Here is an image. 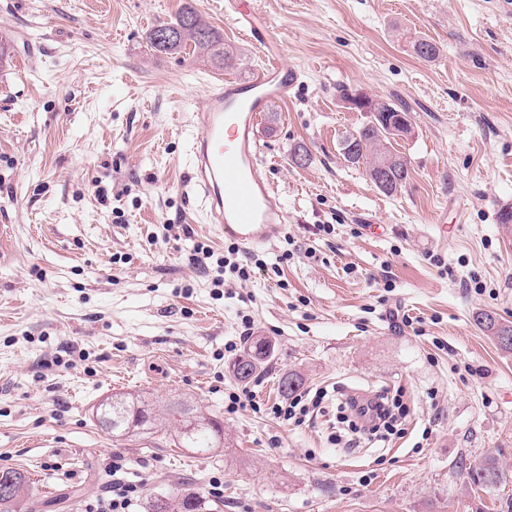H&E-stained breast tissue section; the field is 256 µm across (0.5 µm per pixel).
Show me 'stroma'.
I'll return each mask as SVG.
<instances>
[{
    "label": "stroma",
    "instance_id": "obj_1",
    "mask_svg": "<svg viewBox=\"0 0 512 512\" xmlns=\"http://www.w3.org/2000/svg\"><path fill=\"white\" fill-rule=\"evenodd\" d=\"M183 2L0 0V470L28 476L43 512H86L118 458L146 497L223 478L222 512H512V353L473 320L512 321V0H239L301 74L259 120L288 224L247 250L244 280L191 260L229 246L189 185L191 117L264 60L224 0L194 5L233 67L151 51ZM411 36L440 56L418 59ZM345 89L407 108L397 193L343 159L368 118ZM245 314L274 353L241 384ZM291 371L326 393L298 426L268 412ZM242 390L252 406L228 411ZM352 391L396 396L400 431L333 444ZM124 393L191 399L225 449L176 447L171 426L112 436L93 408ZM489 456L507 479L485 490L470 471Z\"/></svg>",
    "mask_w": 512,
    "mask_h": 512
}]
</instances>
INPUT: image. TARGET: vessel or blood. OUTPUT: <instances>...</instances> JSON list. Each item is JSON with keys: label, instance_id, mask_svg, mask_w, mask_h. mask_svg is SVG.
<instances>
[{"label": "vessel or blood", "instance_id": "b4317fda", "mask_svg": "<svg viewBox=\"0 0 512 512\" xmlns=\"http://www.w3.org/2000/svg\"><path fill=\"white\" fill-rule=\"evenodd\" d=\"M237 21L267 62L248 82L225 79L196 110L192 179L209 223L225 238L255 248L273 242L285 227L279 196L259 173L258 120L272 103L288 100L299 73L282 62L279 43L255 13L239 11Z\"/></svg>", "mask_w": 512, "mask_h": 512}]
</instances>
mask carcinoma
I'll return each instance as SVG.
<instances>
[{
  "instance_id": "1",
  "label": "carcinoma",
  "mask_w": 512,
  "mask_h": 512,
  "mask_svg": "<svg viewBox=\"0 0 512 512\" xmlns=\"http://www.w3.org/2000/svg\"><path fill=\"white\" fill-rule=\"evenodd\" d=\"M148 45L159 53L173 54L193 46L192 52L213 63L231 66L233 53L224 49V37L198 13L190 3L184 5L174 19L155 25L148 33ZM412 51L419 59L431 62L440 49L426 38L412 41ZM408 112L394 104L382 106L378 116L348 133L341 142V154L353 165L364 167L369 181L381 192L393 194L409 179L406 160L390 150L391 139L395 134L391 129L401 122H408ZM391 161L389 178L383 182L376 180V162ZM476 325L491 333L497 345L505 352H512V325L502 323L488 312L473 314ZM270 342L256 339L245 347L243 353L232 364L233 376L240 382L250 380L260 371L269 356ZM305 378L297 372H288L279 380V392L290 396L300 390ZM116 408L101 403L96 415L101 425L115 437L128 434H153L162 425L173 424L178 433V447L191 448L197 453L206 454L224 447L223 423L212 414L206 415L184 402H170L156 406L148 398L137 395H122L112 398ZM15 478V490L0 494V512H15V505L21 499L28 500L27 512H38V496L26 483L21 473L10 470ZM473 482L493 487L506 481V474L492 458L485 459L472 469ZM217 505L204 494L189 489L176 492H161L146 501L145 512H216Z\"/></svg>"
}]
</instances>
